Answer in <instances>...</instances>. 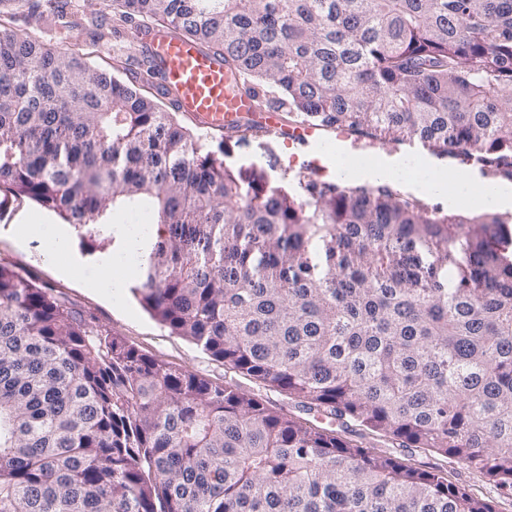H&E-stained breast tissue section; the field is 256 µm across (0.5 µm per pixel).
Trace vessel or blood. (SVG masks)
Instances as JSON below:
<instances>
[{
  "label": "vessel or blood",
  "mask_w": 512,
  "mask_h": 512,
  "mask_svg": "<svg viewBox=\"0 0 512 512\" xmlns=\"http://www.w3.org/2000/svg\"><path fill=\"white\" fill-rule=\"evenodd\" d=\"M136 37L154 58L163 88L178 111L207 130L226 131L242 118L271 133L278 142L277 164L316 180H345V164L355 155L369 157L374 168H397L406 162L398 150H378L374 141L339 129L325 134L307 122L286 123L274 110L259 111L245 81L231 79L221 59L163 28L144 26Z\"/></svg>",
  "instance_id": "obj_1"
}]
</instances>
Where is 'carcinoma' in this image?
<instances>
[{"label":"carcinoma","instance_id":"carcinoma-1","mask_svg":"<svg viewBox=\"0 0 512 512\" xmlns=\"http://www.w3.org/2000/svg\"><path fill=\"white\" fill-rule=\"evenodd\" d=\"M0 211L87 244L143 202L132 288L171 333L327 424L148 356L0 264V512H496L424 448L512 496V213H443L395 180L232 168L198 152L144 53L135 82L4 24ZM219 56L254 105L467 153L512 181V0H112ZM98 44L96 20L65 21ZM464 246L457 259L456 244ZM401 459L408 465L422 469L443 467L448 471L449 482L465 488L478 497L493 501L496 512H512V499L499 498L494 486L481 474L455 459L437 456L424 448H408L403 451Z\"/></svg>","mask_w":512,"mask_h":512}]
</instances>
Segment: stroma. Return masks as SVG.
I'll return each instance as SVG.
<instances>
[{
  "label": "stroma",
  "mask_w": 512,
  "mask_h": 512,
  "mask_svg": "<svg viewBox=\"0 0 512 512\" xmlns=\"http://www.w3.org/2000/svg\"><path fill=\"white\" fill-rule=\"evenodd\" d=\"M15 23L18 30L52 46L87 53L89 61L101 69L108 68L112 55L117 52L123 53L132 67L136 66L141 56L139 44L133 40L132 30L128 27L111 35L108 43L94 46L83 31L47 25L44 16L27 6L16 12ZM275 149L274 137L252 138L235 146L226 162L235 168H264L274 182L289 190H296V173L274 163ZM43 213V208L30 199H9L4 210L0 211L1 264L29 273L38 286L51 289L53 294L79 310L94 325L125 339L143 353L200 374L213 383L238 385L245 391L259 395L276 409L293 412L294 406L286 393L267 389L256 380L230 372L223 362L207 355L187 338L171 334L142 307L133 292H125L121 302L111 301L103 294L86 288L80 276H61L55 264L46 256L40 241L33 240L25 246H18L15 235L22 217H39ZM401 458L404 463L422 469L441 467L447 471L449 482L493 501L496 512H512V499L500 498L494 486L481 474L455 459L443 458L422 448L407 449Z\"/></svg>",
  "instance_id": "35a3bbf8"
}]
</instances>
